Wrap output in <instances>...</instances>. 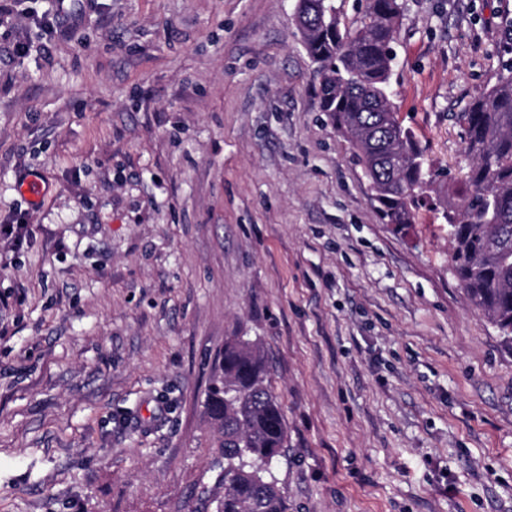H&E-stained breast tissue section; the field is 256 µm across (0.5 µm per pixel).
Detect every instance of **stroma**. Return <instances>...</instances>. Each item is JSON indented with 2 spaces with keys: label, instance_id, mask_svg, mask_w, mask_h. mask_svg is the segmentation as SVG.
<instances>
[{
  "label": "stroma",
  "instance_id": "stroma-1",
  "mask_svg": "<svg viewBox=\"0 0 512 512\" xmlns=\"http://www.w3.org/2000/svg\"><path fill=\"white\" fill-rule=\"evenodd\" d=\"M297 0H66L0 29V512H213L204 407L255 341L288 512H512V345L441 217L512 0H404L397 115L442 170L385 223L319 110ZM41 179L30 201L20 180ZM56 9L46 12L38 21L39 27L50 35L62 33L66 28V12L64 11V0H58Z\"/></svg>",
  "mask_w": 512,
  "mask_h": 512
}]
</instances>
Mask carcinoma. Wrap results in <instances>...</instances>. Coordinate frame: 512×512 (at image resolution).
<instances>
[{"mask_svg":"<svg viewBox=\"0 0 512 512\" xmlns=\"http://www.w3.org/2000/svg\"><path fill=\"white\" fill-rule=\"evenodd\" d=\"M302 32L316 64L320 111L350 142L374 191L382 219L404 227L427 198L439 171L427 166L414 134L391 101L393 44L402 0H367L353 29H341L330 0H299ZM472 158L458 203L443 217L452 230L451 266L470 304L512 342V58L486 93L457 116ZM220 373L204 406L220 449L224 493L216 512H288L271 472L286 439L281 406L264 384L258 347L238 336L224 342Z\"/></svg>","mask_w":512,"mask_h":512,"instance_id":"obj_1","label":"carcinoma"}]
</instances>
